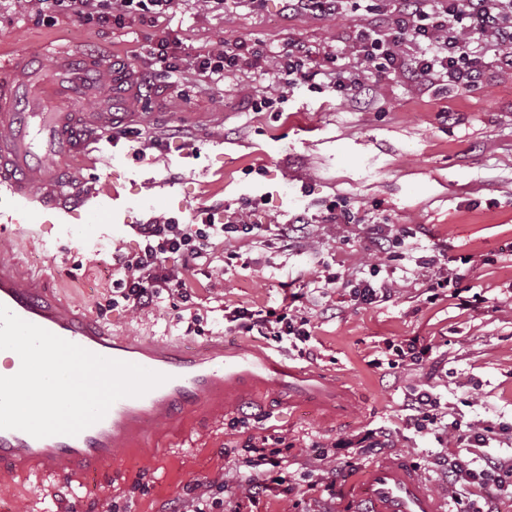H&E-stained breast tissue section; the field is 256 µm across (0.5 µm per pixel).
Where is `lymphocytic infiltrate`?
Instances as JSON below:
<instances>
[{
  "instance_id": "1",
  "label": "lymphocytic infiltrate",
  "mask_w": 512,
  "mask_h": 512,
  "mask_svg": "<svg viewBox=\"0 0 512 512\" xmlns=\"http://www.w3.org/2000/svg\"><path fill=\"white\" fill-rule=\"evenodd\" d=\"M32 13L51 23L70 18L100 25L121 24L131 18L159 20L185 6L186 0H27ZM348 53L367 71L394 72L404 82L422 86L442 83L463 90L483 86L485 58L493 56L499 68L512 70V0H397L386 24L356 30ZM325 62L339 59L338 50L318 52L302 43L290 44L281 52L276 68L285 88L315 86L319 76H328L329 88L354 101L367 98L371 88L346 70H324L313 63L314 55ZM258 50L240 42L224 43L220 49L198 54L197 77H220L257 64ZM260 225L250 221L241 208L204 206L197 208L190 223L157 218L134 227L138 238L134 251L115 259L117 277L112 282L109 306L124 305L132 310L160 306L178 298L189 303L192 285L186 274L199 266L211 265L224 242L258 236ZM225 321L245 332H258L275 342L295 344L309 341L310 320L288 309L227 312ZM411 411L416 432L431 434L438 442L466 445V452L438 453L436 463L444 474L451 512H496L495 501L483 493L497 485L512 495V456L487 452L490 440L507 434L508 425L491 422H462L443 412L437 397L426 388H416L404 398ZM285 437H262L246 446L243 464L250 473L227 486L225 492L201 494L177 503L174 512H224L225 498L250 500L267 489L265 480L252 473L253 465L278 468L283 464L281 447Z\"/></svg>"
}]
</instances>
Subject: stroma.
Returning <instances> with one entry per match:
<instances>
[{
  "label": "stroma",
  "instance_id": "1",
  "mask_svg": "<svg viewBox=\"0 0 512 512\" xmlns=\"http://www.w3.org/2000/svg\"><path fill=\"white\" fill-rule=\"evenodd\" d=\"M282 5L265 0L258 10L248 0H229L217 14L189 0L173 19L117 27L67 18L46 24L0 4V50L29 56L33 85L54 99V45L79 43L93 62L124 64L135 77L152 66L144 45L166 33L180 39L175 56L185 71L199 51L224 41L262 49L269 58L294 41L341 47L372 19L364 8L315 18L286 14ZM372 83L376 96L367 105L301 85L285 103L255 112L252 98L282 90L269 64L204 84L160 74L145 107L136 92H120L115 82L96 75L88 80L78 100L82 111L116 109L123 125L165 140L139 155L135 143L116 135L111 150L74 159L73 167L105 192L97 204L99 223L7 227L12 253L68 289L118 335L177 341L189 349L215 339L228 346L249 343L335 375L355 387L357 403L336 420L313 406L289 404L285 395L264 394L215 417L199 414L181 427H159L146 446L118 451L111 470L90 485L0 491V512H171L179 500L235 481L238 455L252 435L287 437L288 490L244 504V512H339L344 480L332 494L312 500L303 475L318 449L381 425L396 431L400 454L441 489L433 464L441 446L434 436L409 429L402 407L405 394L422 381L464 420L512 419V70L490 67L483 89L473 92L442 86L421 91L391 75ZM332 200L353 211L379 204L381 218L413 234L396 255L380 253L371 225L323 223V207ZM246 201L257 224H284L307 213L310 237L288 251L270 236L226 243L225 251L240 253L244 263L225 272L211 268L209 287L196 291L191 310L201 319V333L187 332L167 304L103 311L114 250L136 247L133 225L169 216L186 222L196 207L235 208ZM437 253L442 275L459 277L460 287L475 296L472 307L462 308L450 289L428 300L419 260ZM467 254L474 257L469 267L459 261ZM374 263L379 280L395 293L365 307L353 301L345 283L368 276ZM324 267L337 274L335 287L299 303L314 327L306 357L258 333L225 327V311L278 307ZM414 338L433 346L440 363L433 377L385 363L386 341ZM241 411L264 419L249 430L230 429L229 419Z\"/></svg>",
  "mask_w": 512,
  "mask_h": 512
}]
</instances>
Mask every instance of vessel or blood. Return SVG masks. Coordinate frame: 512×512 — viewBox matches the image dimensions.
<instances>
[{
	"label": "vessel or blood",
	"instance_id": "obj_1",
	"mask_svg": "<svg viewBox=\"0 0 512 512\" xmlns=\"http://www.w3.org/2000/svg\"><path fill=\"white\" fill-rule=\"evenodd\" d=\"M67 66L61 78H84L77 47L58 49ZM29 77L24 60L0 51V199L12 203L6 221L29 223L39 217L55 224L77 217L74 199L89 203L98 197L81 172L46 166L40 159H63L91 152L106 137L113 115L93 119L75 110L25 112L19 87ZM23 340L25 351L52 346L75 353L81 368L66 371L71 402L82 407L78 423L37 425L16 417L9 399L0 400V476L65 484L85 473L111 466L117 449L134 448L153 429L179 415L210 406L223 412L229 404L277 388L294 401L316 403L330 396L336 413L351 410L348 396L326 374L293 367L263 352L228 350L214 342L197 350L161 342L113 335L94 319L67 303L49 279L25 272L18 259L0 262V349L13 350ZM108 392L92 399L91 389ZM344 512H448L417 467L403 455L370 463L361 482L342 505Z\"/></svg>",
	"mask_w": 512,
	"mask_h": 512
}]
</instances>
